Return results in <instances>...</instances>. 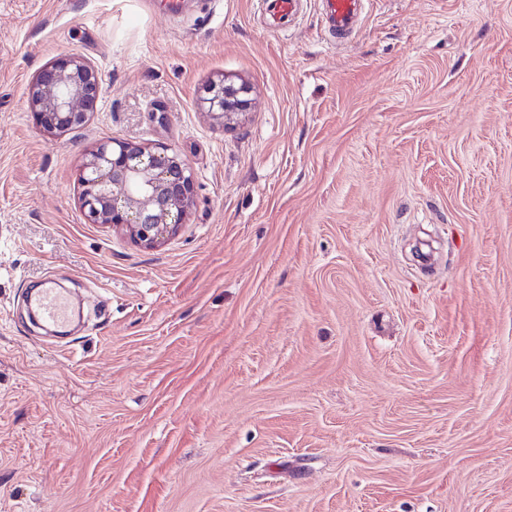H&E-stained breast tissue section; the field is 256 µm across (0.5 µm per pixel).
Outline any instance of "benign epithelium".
<instances>
[{"label": "benign epithelium", "instance_id": "7a95c632", "mask_svg": "<svg viewBox=\"0 0 512 512\" xmlns=\"http://www.w3.org/2000/svg\"><path fill=\"white\" fill-rule=\"evenodd\" d=\"M250 86L206 84L199 105L214 124H234L248 109ZM102 94L98 70L85 58L65 55L44 66L27 89L29 108L44 131L83 126ZM79 200L90 224L125 233L153 249L174 236L195 205V172L171 148L107 136L90 149L79 173Z\"/></svg>", "mask_w": 512, "mask_h": 512}]
</instances>
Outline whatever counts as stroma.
<instances>
[{
    "label": "stroma",
    "mask_w": 512,
    "mask_h": 512,
    "mask_svg": "<svg viewBox=\"0 0 512 512\" xmlns=\"http://www.w3.org/2000/svg\"><path fill=\"white\" fill-rule=\"evenodd\" d=\"M69 54L102 96L52 136ZM106 136L195 171L161 247L86 221ZM0 512H512V0H0ZM267 10L276 26L287 25L295 16L298 0H267ZM328 29L336 36L349 35L356 31L357 22L364 13L368 0H321ZM102 94L98 70L85 58L65 55L44 66L27 89L29 108L44 131L83 126ZM224 78L211 80L206 84L199 97V105L207 110L214 124L223 128L234 124L248 109L250 100L246 97L251 92L250 86L242 82L236 86L227 84ZM51 283L50 280L46 281L48 286L41 290L37 298V305L46 321L55 325H62L68 319V300L58 293L55 288H52Z\"/></svg>",
    "instance_id": "obj_1"
}]
</instances>
